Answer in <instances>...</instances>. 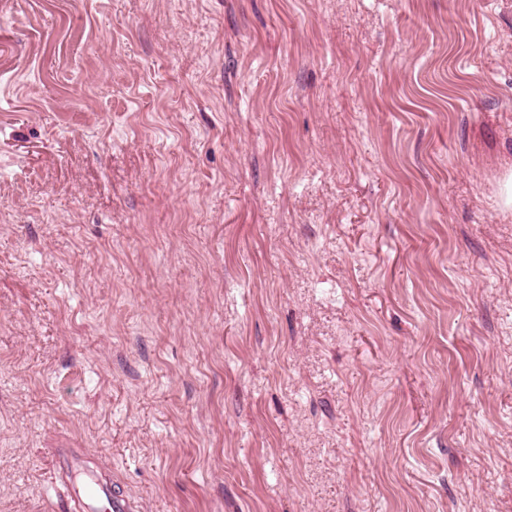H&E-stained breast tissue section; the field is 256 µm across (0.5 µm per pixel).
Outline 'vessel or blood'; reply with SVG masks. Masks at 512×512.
<instances>
[{
	"label": "vessel or blood",
	"mask_w": 512,
	"mask_h": 512,
	"mask_svg": "<svg viewBox=\"0 0 512 512\" xmlns=\"http://www.w3.org/2000/svg\"><path fill=\"white\" fill-rule=\"evenodd\" d=\"M56 459L68 490L70 512H142L139 500L117 488L114 482L85 476V456L81 451L60 448Z\"/></svg>",
	"instance_id": "1"
}]
</instances>
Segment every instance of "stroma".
<instances>
[{
    "label": "stroma",
    "mask_w": 512,
    "mask_h": 512,
    "mask_svg": "<svg viewBox=\"0 0 512 512\" xmlns=\"http://www.w3.org/2000/svg\"><path fill=\"white\" fill-rule=\"evenodd\" d=\"M512 0H0V512H512ZM60 477L68 490L70 512H141L137 498L116 487V482L81 478L85 455L75 448H56Z\"/></svg>",
    "instance_id": "stroma-1"
}]
</instances>
